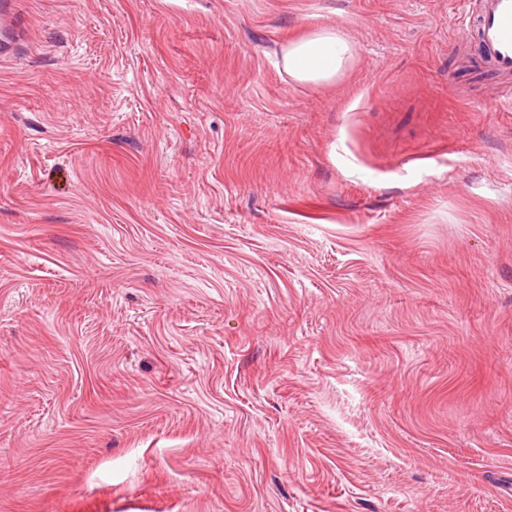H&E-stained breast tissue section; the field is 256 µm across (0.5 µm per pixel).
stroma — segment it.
I'll return each instance as SVG.
<instances>
[{"label": "stroma", "mask_w": 512, "mask_h": 512, "mask_svg": "<svg viewBox=\"0 0 512 512\" xmlns=\"http://www.w3.org/2000/svg\"><path fill=\"white\" fill-rule=\"evenodd\" d=\"M0 512H512V109L470 0H14ZM317 23L329 89L281 45ZM354 55L352 42L337 27L318 24L309 33L285 41L281 64L295 83L327 87L344 75Z\"/></svg>", "instance_id": "obj_1"}]
</instances>
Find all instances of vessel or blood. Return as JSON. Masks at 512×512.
Returning a JSON list of instances; mask_svg holds the SVG:
<instances>
[{
  "instance_id": "1",
  "label": "vessel or blood",
  "mask_w": 512,
  "mask_h": 512,
  "mask_svg": "<svg viewBox=\"0 0 512 512\" xmlns=\"http://www.w3.org/2000/svg\"><path fill=\"white\" fill-rule=\"evenodd\" d=\"M473 18L481 60L499 76L512 78V0H475ZM22 30L9 8L0 9V56L13 55Z\"/></svg>"
}]
</instances>
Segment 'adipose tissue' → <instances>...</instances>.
Returning a JSON list of instances; mask_svg holds the SVG:
<instances>
[{
  "mask_svg": "<svg viewBox=\"0 0 512 512\" xmlns=\"http://www.w3.org/2000/svg\"><path fill=\"white\" fill-rule=\"evenodd\" d=\"M354 55L352 42L337 27L318 24L285 41L281 64L295 83L327 87L344 75Z\"/></svg>",
  "mask_w": 512,
  "mask_h": 512,
  "instance_id": "adipose-tissue-1",
  "label": "adipose tissue"
}]
</instances>
